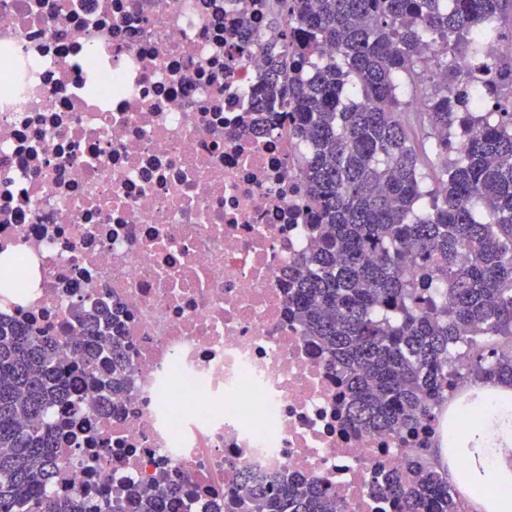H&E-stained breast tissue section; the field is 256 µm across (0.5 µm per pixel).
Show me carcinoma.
I'll return each mask as SVG.
<instances>
[{
    "mask_svg": "<svg viewBox=\"0 0 512 512\" xmlns=\"http://www.w3.org/2000/svg\"><path fill=\"white\" fill-rule=\"evenodd\" d=\"M276 24L300 59L274 54L260 94L262 112L291 101L294 135L309 143L305 184L322 233L289 279L306 335L342 368L346 409L364 431L403 434L436 420L459 357L477 380L512 386V112L472 123L467 87L453 81L407 109L402 81L453 69L456 53L479 55L475 27L494 39L512 31V0H278ZM439 36L421 58L420 44ZM336 54L326 63L317 53ZM310 79L286 80L303 63ZM456 128L460 151L436 140L431 175L421 171L410 131ZM419 276L411 278L408 267ZM92 339L85 370L94 410L121 392L127 372L119 311L82 317ZM61 343L0 319V512H82L43 495L60 461L46 419L70 392ZM431 449L407 459L382 493L404 512H462L448 467ZM239 512H339L324 489L266 484L241 473ZM170 498L142 494L136 512H168Z\"/></svg>",
    "mask_w": 512,
    "mask_h": 512,
    "instance_id": "carcinoma-1",
    "label": "carcinoma"
}]
</instances>
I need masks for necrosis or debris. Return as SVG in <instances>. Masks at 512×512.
<instances>
[{"label": "necrosis or debris", "mask_w": 512, "mask_h": 512, "mask_svg": "<svg viewBox=\"0 0 512 512\" xmlns=\"http://www.w3.org/2000/svg\"><path fill=\"white\" fill-rule=\"evenodd\" d=\"M277 0H0V275L30 288L0 316L60 339L73 399L91 381L77 311L119 304L126 389L106 410L49 416L62 464L45 494L83 512L176 490L173 512H232L241 471L294 477L344 512H403L378 492L447 437L457 377L433 424L351 427L335 361L303 335L288 269L314 242L307 145L287 112L247 124L278 44ZM512 112V40L456 59Z\"/></svg>", "instance_id": "obj_1"}]
</instances>
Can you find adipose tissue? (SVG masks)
<instances>
[{
  "instance_id": "obj_1",
  "label": "adipose tissue",
  "mask_w": 512,
  "mask_h": 512,
  "mask_svg": "<svg viewBox=\"0 0 512 512\" xmlns=\"http://www.w3.org/2000/svg\"><path fill=\"white\" fill-rule=\"evenodd\" d=\"M456 426L462 431L461 454L467 460V475L476 482L512 484V413L499 416L495 434L473 428L467 413H459Z\"/></svg>"
}]
</instances>
